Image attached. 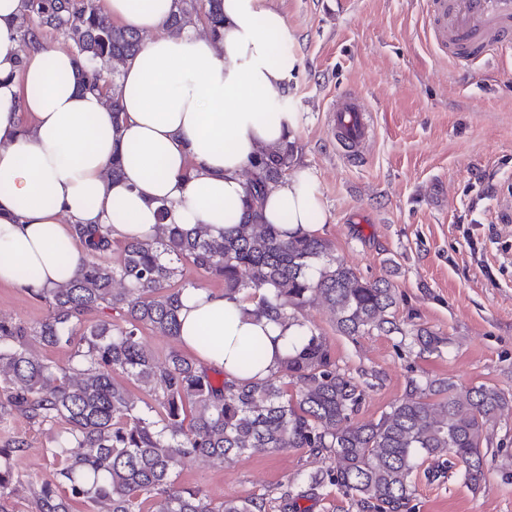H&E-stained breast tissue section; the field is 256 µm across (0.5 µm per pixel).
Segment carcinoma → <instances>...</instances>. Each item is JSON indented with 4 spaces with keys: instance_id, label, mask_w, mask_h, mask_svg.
<instances>
[{
    "instance_id": "1",
    "label": "carcinoma",
    "mask_w": 512,
    "mask_h": 512,
    "mask_svg": "<svg viewBox=\"0 0 512 512\" xmlns=\"http://www.w3.org/2000/svg\"><path fill=\"white\" fill-rule=\"evenodd\" d=\"M168 29L223 23L221 0H176ZM47 31L72 42L83 77L106 83L96 62L120 65L144 44L143 35L112 24L94 0H24L19 38ZM295 145L263 149L247 174V218L215 237L198 225L160 224L150 239L132 237L120 257L102 225H74L88 260L78 276L39 295L48 305L34 323L0 319V425L25 417L46 436L52 466L38 481L17 468L27 447L15 436L0 448V512L21 492L28 512H269L263 495L209 501L199 488L175 485L185 461L220 465L244 455L304 449L329 464L279 487V512H304L334 486L358 512H410L420 462L458 467L472 491L485 477L488 430L512 410V394L495 385L462 386L450 379L412 380L405 396L375 422L356 419L365 387L336 366L327 339L302 311L321 305L339 332L399 333L396 289L388 278L367 281L336 258L329 240L279 230L260 219L266 192L288 173ZM186 261L224 281V294L270 289L254 314L307 327L276 370L263 379L215 381L214 369L185 354L180 339L179 280ZM112 311L96 321L94 313ZM151 330L174 345L159 358L144 343ZM420 349L445 344L420 328ZM65 348L69 364L40 354ZM124 375L146 398L134 397Z\"/></svg>"
}]
</instances>
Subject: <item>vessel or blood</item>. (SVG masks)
<instances>
[{"label":"vessel or blood","mask_w":512,"mask_h":512,"mask_svg":"<svg viewBox=\"0 0 512 512\" xmlns=\"http://www.w3.org/2000/svg\"><path fill=\"white\" fill-rule=\"evenodd\" d=\"M425 19L433 43L453 62H476L492 47L512 42V0H426ZM331 110L339 145L364 152L375 134L359 93L343 92Z\"/></svg>","instance_id":"1"}]
</instances>
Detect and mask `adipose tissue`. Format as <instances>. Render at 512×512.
<instances>
[{
	"instance_id": "adipose-tissue-1",
	"label": "adipose tissue",
	"mask_w": 512,
	"mask_h": 512,
	"mask_svg": "<svg viewBox=\"0 0 512 512\" xmlns=\"http://www.w3.org/2000/svg\"><path fill=\"white\" fill-rule=\"evenodd\" d=\"M114 25L148 34L123 68L113 121L101 90L80 87L75 56L43 41L21 47V0H0V284L28 295L73 279L85 248L76 224L108 226L125 240L160 222L213 234L244 213L242 173L260 147L291 139L301 116L284 95L295 65L277 58L288 25L273 0H222L209 36L165 27L176 0H102ZM122 174L108 175L112 162ZM264 223L317 233L325 222L315 176H285L262 205ZM253 292L191 288L181 296L180 335L226 380L264 378L301 336L299 326L256 318ZM261 339L263 362L240 367Z\"/></svg>"
}]
</instances>
